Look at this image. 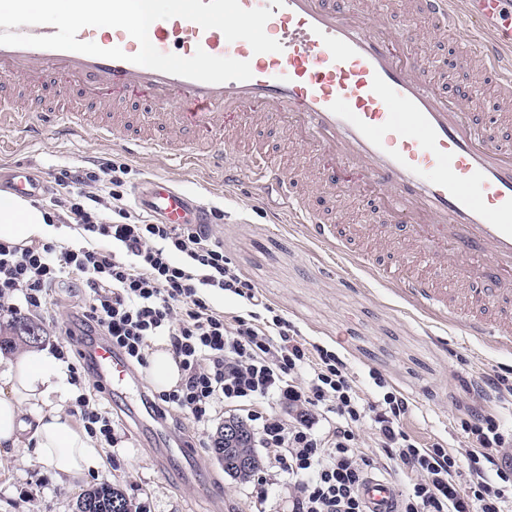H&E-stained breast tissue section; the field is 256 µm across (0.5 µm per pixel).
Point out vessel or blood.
<instances>
[{"mask_svg":"<svg viewBox=\"0 0 512 512\" xmlns=\"http://www.w3.org/2000/svg\"><path fill=\"white\" fill-rule=\"evenodd\" d=\"M272 12L265 31L278 53H253L216 29L172 18L149 28L163 53L196 49L249 62L247 81L203 83L138 66V42L126 31L86 27L79 40L118 47L126 60L70 51L0 46V93L29 96L37 109L0 111V133L24 141L54 128L64 139L94 130L132 155H160L191 169L235 176L232 154L289 221L375 279L395 284L423 306L475 335L512 346V139L496 137L503 112L478 119V103L448 96L455 69L480 61L503 100L512 99V0H410L406 29L424 18L432 34L454 42V68L432 79L383 0H240ZM468 27L470 39L456 35ZM143 100L148 111L139 112ZM284 130L312 151L311 170L274 162L252 127ZM333 203L349 197L376 206L379 224H338L308 189ZM41 182L16 165L8 190L36 197ZM135 206L166 224H208L211 209L165 177L133 189ZM424 259L422 270L393 261L396 237ZM93 379L126 399L131 416L156 415L123 355L103 340L83 345ZM394 484L375 478L365 496L388 512Z\"/></svg>","mask_w":512,"mask_h":512,"instance_id":"vessel-or-blood-1","label":"vessel or blood"}]
</instances>
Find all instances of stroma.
Returning a JSON list of instances; mask_svg holds the SVG:
<instances>
[{
    "label": "stroma",
    "instance_id": "obj_1",
    "mask_svg": "<svg viewBox=\"0 0 512 512\" xmlns=\"http://www.w3.org/2000/svg\"><path fill=\"white\" fill-rule=\"evenodd\" d=\"M448 94L479 97L486 112H511L485 81L479 63L449 83ZM127 167L126 187L162 174L215 210L212 230L225 257L242 279L263 290L268 304L308 341L335 349L349 363L369 398L378 373L389 386L409 398V431L425 443L456 445L458 424L474 401L460 387L490 368H512V349L464 335L449 321L429 316L407 300L400 289L371 279L353 265L338 268L331 251L291 224L274 202L260 199L247 181L224 187L216 175L186 172L155 156L132 157L124 147L87 132L76 140L45 131L24 145L0 136V193L15 165L24 164L45 183L34 205L49 206L62 193L63 171L87 166L89 160ZM119 427L115 447L105 449L102 470L73 481L59 480L36 463L29 449L0 457V512H76V501L92 486L119 485L134 512H286L288 493L271 479L267 495L257 499L254 481L228 476L210 445L233 410H224L204 436L178 434L187 449L196 482L178 485L158 462L154 434L140 427L111 393L99 396Z\"/></svg>",
    "mask_w": 512,
    "mask_h": 512
}]
</instances>
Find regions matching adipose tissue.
Wrapping results in <instances>:
<instances>
[{
    "label": "adipose tissue",
    "mask_w": 512,
    "mask_h": 512,
    "mask_svg": "<svg viewBox=\"0 0 512 512\" xmlns=\"http://www.w3.org/2000/svg\"><path fill=\"white\" fill-rule=\"evenodd\" d=\"M54 233L44 210L0 196L1 240L29 244ZM68 400L65 376L54 356L41 352L0 359V454L32 447L34 460L61 480L99 468L101 450L67 413Z\"/></svg>",
    "instance_id": "1"
}]
</instances>
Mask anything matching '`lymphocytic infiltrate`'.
I'll return each instance as SVG.
<instances>
[{"label":"lymphocytic infiltrate","instance_id":"1","mask_svg":"<svg viewBox=\"0 0 512 512\" xmlns=\"http://www.w3.org/2000/svg\"><path fill=\"white\" fill-rule=\"evenodd\" d=\"M63 178L78 192L46 218L68 220L80 243L0 241L1 313L36 312L52 325V291L87 289L79 322L55 347L59 358L94 334L144 367L151 343L164 339L181 379L158 395L161 413L202 432L225 405L246 407L268 469L288 485L289 512H367L362 486L374 462L361 446L366 426L387 469L404 479L398 512H512V431L497 414L460 419L463 447L421 443L404 428L407 398L389 391L369 401L345 359L303 338L241 279L210 225L131 219L117 174L103 188L90 167ZM211 290L244 298L256 315L226 317L209 302ZM271 398L287 416L257 412ZM74 407L88 434L114 445L112 414L96 393L81 390Z\"/></svg>","mask_w":512,"mask_h":512}]
</instances>
